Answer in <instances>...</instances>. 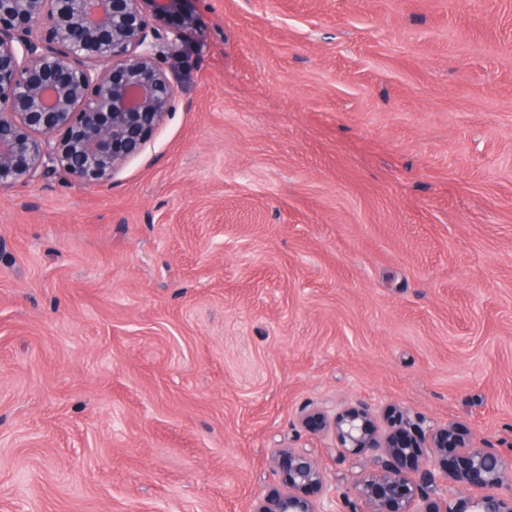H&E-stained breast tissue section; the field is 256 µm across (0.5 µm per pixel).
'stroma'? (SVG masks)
<instances>
[{
	"label": "stroma",
	"instance_id": "stroma-1",
	"mask_svg": "<svg viewBox=\"0 0 512 512\" xmlns=\"http://www.w3.org/2000/svg\"><path fill=\"white\" fill-rule=\"evenodd\" d=\"M111 184L0 191V512H251L302 409L512 453V0H186Z\"/></svg>",
	"mask_w": 512,
	"mask_h": 512
}]
</instances>
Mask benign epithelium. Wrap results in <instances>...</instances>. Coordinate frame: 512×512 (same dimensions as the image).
<instances>
[{"label": "benign epithelium", "instance_id": "7a95c632", "mask_svg": "<svg viewBox=\"0 0 512 512\" xmlns=\"http://www.w3.org/2000/svg\"><path fill=\"white\" fill-rule=\"evenodd\" d=\"M181 0H0V191L66 174L111 183L172 111L165 68L182 32L163 21ZM380 434L370 407L304 412L340 457L369 452L357 500H343L303 448L272 461L284 490L253 512H512V455L476 445L457 424L390 408ZM459 449L448 460V449ZM486 493L463 498L448 483Z\"/></svg>", "mask_w": 512, "mask_h": 512}]
</instances>
